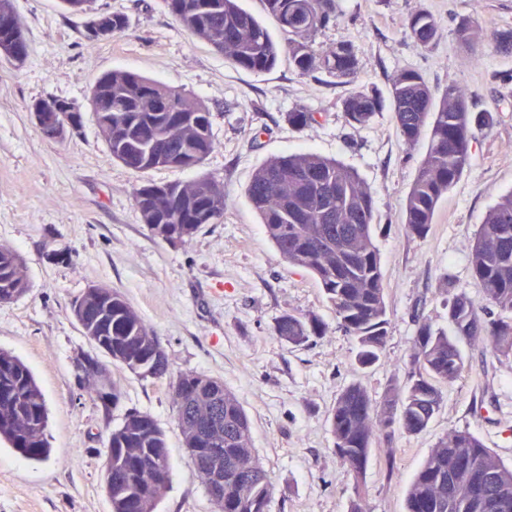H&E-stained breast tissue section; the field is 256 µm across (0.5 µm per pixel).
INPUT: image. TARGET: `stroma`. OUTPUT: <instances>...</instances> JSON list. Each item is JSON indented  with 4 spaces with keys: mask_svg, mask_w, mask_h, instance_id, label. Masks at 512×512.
I'll use <instances>...</instances> for the list:
<instances>
[{
    "mask_svg": "<svg viewBox=\"0 0 512 512\" xmlns=\"http://www.w3.org/2000/svg\"><path fill=\"white\" fill-rule=\"evenodd\" d=\"M339 17L318 43L351 42L354 83L326 73L299 74L288 57L254 73L232 66L192 38L162 0H95L130 25L96 43L85 18L60 0H14L28 45L22 65L0 61V246L16 251L29 288L0 305V348L19 356L44 393L51 455L32 462L0 444V512H111L104 490L103 437L125 412L151 414L166 433L171 475L156 512H215L188 462L168 380L141 379L112 367L120 400L104 414L77 381V363L95 348L71 313L93 284L119 291L154 330L173 373L221 379L246 412L252 446L274 490L267 512H405L407 488L423 460L449 432L477 436L512 466V357L483 342L463 345L465 370L443 386L428 428L375 441L360 484L347 479L334 451L329 412L337 394L362 385L381 401L404 378L419 320L448 329V293L478 300L471 254L488 210L512 191V54L486 42L462 45L468 23L512 31V0H337ZM420 10L437 23L423 49L407 37ZM418 71L434 92L465 86L471 111L494 113L477 132L469 161L440 205L427 237L407 233L404 205L427 139L406 144L390 106L367 126L350 125L343 102L359 90L388 96L401 70ZM112 70L140 73L203 101L214 151L202 166L136 173L113 160L88 101L92 81ZM55 96L74 102L82 125L65 139L46 138L33 104ZM314 113L297 129L289 113ZM292 153L332 157L355 170L374 198V240L386 286L388 341L380 361L360 368L355 343L338 327L321 285L288 266L246 196L253 173ZM205 176L224 188L219 224L187 243L151 236L134 204L148 182L185 183ZM286 313L314 315L324 335L296 346L274 329Z\"/></svg>",
    "mask_w": 512,
    "mask_h": 512,
    "instance_id": "stroma-1",
    "label": "stroma"
}]
</instances>
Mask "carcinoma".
<instances>
[{
  "label": "carcinoma",
  "instance_id": "cac0c4a2",
  "mask_svg": "<svg viewBox=\"0 0 512 512\" xmlns=\"http://www.w3.org/2000/svg\"><path fill=\"white\" fill-rule=\"evenodd\" d=\"M168 11L193 38L208 44L232 65L252 72L270 71L283 52L302 75L325 72L342 83L357 77L358 60L347 42L319 45L317 35L336 21L337 0H261L264 11L288 34L285 45L244 9L240 0H163ZM409 38L426 48L436 34L426 11L408 20ZM28 51L22 25L0 31ZM393 117L408 144L428 136L427 153L407 196L404 224L415 237L428 235L440 201L462 175L477 130L495 122L490 111L469 109L467 92L450 84L436 98L422 75L404 69L392 83ZM97 125L112 120L106 140L112 158L138 173L157 168L198 167L215 149L210 112L195 97L131 71H112L90 90ZM380 110L376 91H357L344 101L345 117L369 124ZM248 198L266 233L288 265L317 279L337 324L357 345L364 367L376 364L388 339V312L380 259L373 242L374 201L358 175L340 162L317 154L284 155L256 171ZM134 202L149 233L164 242L191 241L205 224L224 218V188L205 177L186 183L148 182ZM471 269L486 305L464 293H448V323L453 335L424 321L419 324L406 365V382H392L382 400L372 401L364 387L340 391L330 410L336 456L346 476L359 481L375 439L392 441L396 432L424 431L437 413L441 387L465 369L462 341L488 340L496 356H512V192L489 211L472 251ZM28 288L23 259L0 246V304L22 297ZM72 313L82 328L102 325L112 342V365L139 376L170 379L169 397L188 461L201 479L208 449L224 451V496L213 500L217 512H266L274 486L252 448L250 424L237 397L224 383L201 373L171 378L168 359L156 360L158 337L123 295L114 292L112 313L86 290ZM325 333L314 316L286 313L275 336L301 345ZM48 408L31 369L0 349V442L24 458L50 457ZM104 490L112 512H155L170 480V456L164 430L148 413L128 410L121 424L103 438ZM161 451L165 466L143 464ZM406 512H512V468L506 467L468 432L440 439L411 481Z\"/></svg>",
  "mask_w": 512,
  "mask_h": 512
}]
</instances>
